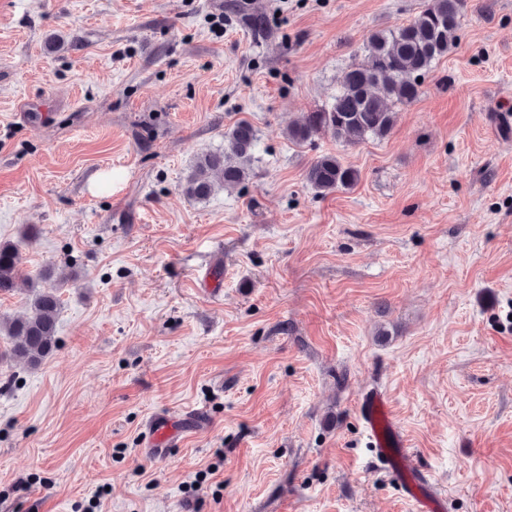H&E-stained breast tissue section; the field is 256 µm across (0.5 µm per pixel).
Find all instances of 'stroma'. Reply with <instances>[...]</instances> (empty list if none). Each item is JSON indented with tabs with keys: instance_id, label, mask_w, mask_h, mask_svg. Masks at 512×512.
<instances>
[{
	"instance_id": "1",
	"label": "stroma",
	"mask_w": 512,
	"mask_h": 512,
	"mask_svg": "<svg viewBox=\"0 0 512 512\" xmlns=\"http://www.w3.org/2000/svg\"><path fill=\"white\" fill-rule=\"evenodd\" d=\"M423 3L0 0V242L65 278L53 353L0 360V512H412L372 386L444 512H512V0H471L386 138L287 134ZM241 121L248 181L188 199ZM324 154L358 182L314 189ZM358 415L376 456L415 512L442 508V494L431 483L398 426L384 390L372 387L358 402ZM200 413L181 419H173L165 415L155 417L148 423L143 445L145 450L152 456L164 457L168 454L169 448L178 444L189 433L196 431L199 427Z\"/></svg>"
}]
</instances>
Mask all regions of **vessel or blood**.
Returning a JSON list of instances; mask_svg holds the SVG:
<instances>
[{
    "label": "vessel or blood",
    "instance_id": "b4317fda",
    "mask_svg": "<svg viewBox=\"0 0 512 512\" xmlns=\"http://www.w3.org/2000/svg\"><path fill=\"white\" fill-rule=\"evenodd\" d=\"M358 415L377 457L414 512H434L442 504L441 494L408 448L385 391L377 387L364 391ZM198 420L195 414L181 419L165 415L151 419L143 438L146 451L155 457L167 455L170 448L197 430Z\"/></svg>",
    "mask_w": 512,
    "mask_h": 512
}]
</instances>
